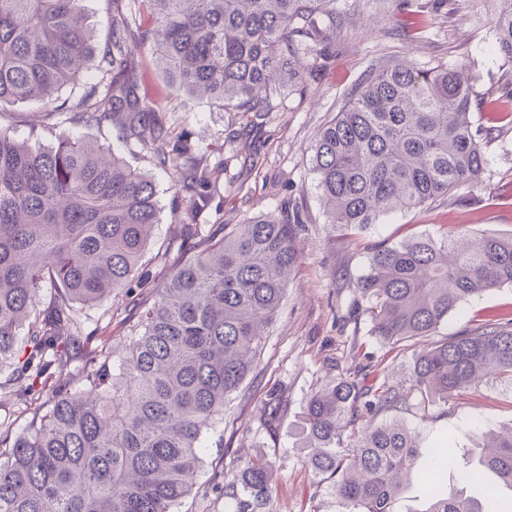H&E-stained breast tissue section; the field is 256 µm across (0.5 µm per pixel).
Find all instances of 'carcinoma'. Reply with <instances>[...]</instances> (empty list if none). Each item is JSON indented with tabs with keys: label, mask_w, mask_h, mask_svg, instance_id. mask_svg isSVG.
Wrapping results in <instances>:
<instances>
[{
	"label": "carcinoma",
	"mask_w": 512,
	"mask_h": 512,
	"mask_svg": "<svg viewBox=\"0 0 512 512\" xmlns=\"http://www.w3.org/2000/svg\"><path fill=\"white\" fill-rule=\"evenodd\" d=\"M84 0H0V104L44 106L75 124L107 120L123 142L147 143L194 208L207 206L209 168L189 135H172L160 109L138 91L133 47L151 39L178 89L200 92L228 112L266 111L289 55L341 29L336 0H141L150 33L122 0H112L111 41L99 83L73 107L59 91L95 58ZM496 47L512 63V0H496ZM473 88L463 64L420 68L407 56L371 72L326 124L313 147L334 228L364 231L394 210H420L479 180L494 127L473 123ZM160 221L151 177L111 148L58 137L53 146L0 131V371L35 381L62 366L82 335L74 304L92 305L152 287L121 362H89L83 385L59 384L32 429L0 428V512H174L202 465V438L224 419L276 321L299 260L301 222L273 215L210 236L159 283L140 262ZM51 286L42 311L40 292ZM512 285V237H420L372 248L353 287L371 333L399 348L433 335L468 298ZM27 328L23 352L19 331ZM494 378L512 387V314L427 344L409 385L368 379L350 364L307 400L301 447L315 473L332 481L345 512H392L420 446L402 421L375 424L344 439L366 416L426 409ZM421 400L414 402L415 395ZM477 457L448 455L463 485L486 472L498 484L475 498L439 489L428 512H512L499 487L512 488V427L480 436ZM270 471L251 458L226 481L233 512H264Z\"/></svg>",
	"instance_id": "carcinoma-1"
}]
</instances>
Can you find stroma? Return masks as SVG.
Wrapping results in <instances>:
<instances>
[{
	"label": "stroma",
	"mask_w": 512,
	"mask_h": 512,
	"mask_svg": "<svg viewBox=\"0 0 512 512\" xmlns=\"http://www.w3.org/2000/svg\"><path fill=\"white\" fill-rule=\"evenodd\" d=\"M418 2L420 22L413 30L404 24L402 0H338V9L349 19L347 28L317 45L318 65H309L307 55L301 54L291 70L280 73L260 120L253 113L227 112L207 98L179 90L150 45L138 44L140 95L159 106L172 133L191 132L196 154L216 170L213 199L200 211L189 212L187 195L157 166L149 148L123 143L110 123L63 127L72 137L115 148L129 166L152 177L160 222L141 266L154 277H162L189 254L191 242L180 229L182 222L209 234L266 213L303 221L296 239L300 259L280 313L254 369L226 401L223 421L205 433L203 465L175 512H229L224 484L254 455L264 456L272 466L265 512H343L330 482L315 475L300 446L306 401L346 365L352 346H360L401 380L407 379L420 350L412 343L400 350L381 345L366 316L353 313V283L366 267L372 245L419 236H512V125L493 124L490 116L491 103L512 91V65L497 53L490 24L495 2L447 0L438 10L429 7L428 0ZM405 55L425 68H470L474 123L496 127L484 145L485 169L478 182L429 208L396 211L365 231L347 235L326 220L312 148L323 126L368 73ZM0 129L24 141H55L54 132L24 107L0 106ZM152 302V293L146 292L134 302L119 294L97 305H76L90 341L71 352L64 370L43 375L34 391L12 380L9 371L0 372V423L11 424L17 433L27 430L36 415L47 410L60 378L81 386L84 366L103 352L120 362L141 311ZM509 313L512 286H504L462 302L436 336L442 339ZM271 392L286 401L287 409L270 429L263 413ZM395 417L415 432L422 456L418 474L404 483L392 512H426L430 500L421 470L434 464L436 454L465 457L478 434L512 426V387L489 380L449 402H434L426 412H384L376 420Z\"/></svg>",
	"instance_id": "obj_1"
}]
</instances>
